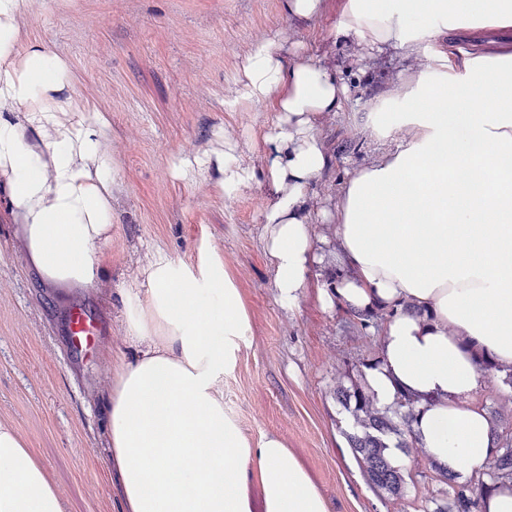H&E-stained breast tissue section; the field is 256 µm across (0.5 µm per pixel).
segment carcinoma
Returning <instances> with one entry per match:
<instances>
[{
	"label": "carcinoma",
	"mask_w": 512,
	"mask_h": 512,
	"mask_svg": "<svg viewBox=\"0 0 512 512\" xmlns=\"http://www.w3.org/2000/svg\"><path fill=\"white\" fill-rule=\"evenodd\" d=\"M393 314L394 311L390 310L355 313L353 317L366 330L380 327ZM379 363L377 358L357 367L356 374L350 376V385H342L337 390V399L352 417V432L345 433V436L367 481L387 496L401 498L405 495L406 474L404 469L390 462L385 449L390 446L409 448L417 443L413 422L419 399L411 394H402L393 406L377 407L366 383L365 370ZM490 419L496 450L486 470L465 482L438 471L441 482L448 485V491L424 497L419 505L420 512H480L483 496L499 484L512 483V421H505L496 414L490 415Z\"/></svg>",
	"instance_id": "carcinoma-1"
}]
</instances>
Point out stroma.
Returning a JSON list of instances; mask_svg holds the SVG:
<instances>
[{
    "label": "stroma",
    "instance_id": "obj_1",
    "mask_svg": "<svg viewBox=\"0 0 512 512\" xmlns=\"http://www.w3.org/2000/svg\"><path fill=\"white\" fill-rule=\"evenodd\" d=\"M344 0H324L311 21L294 23L280 0H39L23 26L29 39L65 59L76 94L105 114L106 148L115 164L112 242L99 291L62 294L42 284L25 260L16 224L0 192V422L14 426L60 491L66 512H121L107 472L104 395L112 366L132 361L124 293L139 288L157 257L195 264L200 252L221 255L240 288L250 329L233 371L219 385L225 410L250 439L281 438L305 466L330 512H414L415 496L437 483L415 482L403 499L374 491L344 432L350 414L336 388L354 366L380 352V334H364L317 288L335 261V226H311L327 257L296 303L273 285L260 181L228 191L206 177H176L172 161L233 151L260 168L252 142L275 118L269 104L244 97L243 66L253 43L277 37L281 51L310 47L336 69L349 92L345 111L327 115L319 137L331 166L312 186L314 210H334L351 168L375 162L387 143L374 139L360 114L410 76L432 73L423 54L392 47L370 52L334 36ZM443 49L476 54L512 45V27L442 32ZM97 319L95 346L74 351L69 313Z\"/></svg>",
    "mask_w": 512,
    "mask_h": 512
}]
</instances>
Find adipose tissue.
I'll list each match as a JSON object with an SVG mask.
<instances>
[{
  "mask_svg": "<svg viewBox=\"0 0 512 512\" xmlns=\"http://www.w3.org/2000/svg\"><path fill=\"white\" fill-rule=\"evenodd\" d=\"M37 0H0V189L42 283L95 287L112 240L108 121L74 91L66 60L28 40L21 19ZM420 16L416 25L409 16ZM512 26V0H346L335 35L370 51L426 53L421 75L378 98L366 122L378 139L401 131L376 162L355 168L336 202L334 290L320 298L392 311L381 362L366 380L378 406L421 396L414 429L424 455L466 480L494 451L475 401L479 357L512 367V47L468 55L455 69L437 28ZM246 97L274 121L253 145L260 170L232 156L174 163L181 179L209 172L220 189L262 180L267 255L280 296L297 301L317 254L311 188L330 165L317 133L348 96L313 53L257 41L244 65ZM125 294L128 335L141 344L105 401L109 463L122 512H329L308 471L277 436L244 437L218 386L235 364L249 316L223 258L196 266L167 257ZM258 486L260 502L249 488ZM0 512H64L61 496L18 431L0 423Z\"/></svg>",
  "mask_w": 512,
  "mask_h": 512,
  "instance_id": "1",
  "label": "adipose tissue"
}]
</instances>
